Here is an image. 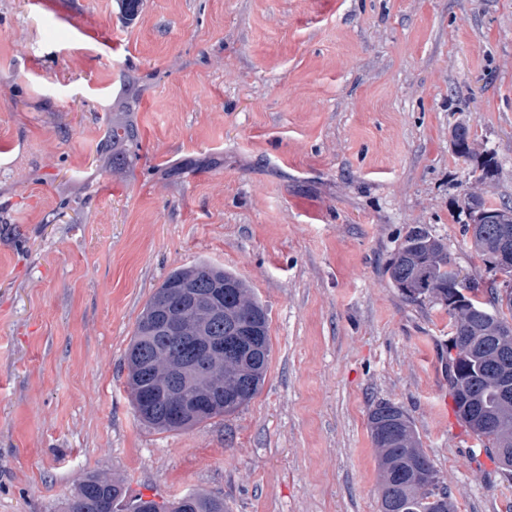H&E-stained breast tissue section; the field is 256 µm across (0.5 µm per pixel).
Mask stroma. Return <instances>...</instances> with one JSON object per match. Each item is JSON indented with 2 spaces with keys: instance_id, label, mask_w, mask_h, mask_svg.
<instances>
[{
  "instance_id": "35a3bbf8",
  "label": "stroma",
  "mask_w": 512,
  "mask_h": 512,
  "mask_svg": "<svg viewBox=\"0 0 512 512\" xmlns=\"http://www.w3.org/2000/svg\"><path fill=\"white\" fill-rule=\"evenodd\" d=\"M0 0V512H68L89 474L230 512H379L367 414L410 416L456 512H512L448 393V308L385 268L468 246L469 127L512 201V0ZM112 36L111 46L96 39ZM138 132L112 166V122ZM267 307L259 392L188 431L134 415L124 355L174 269Z\"/></svg>"
}]
</instances>
